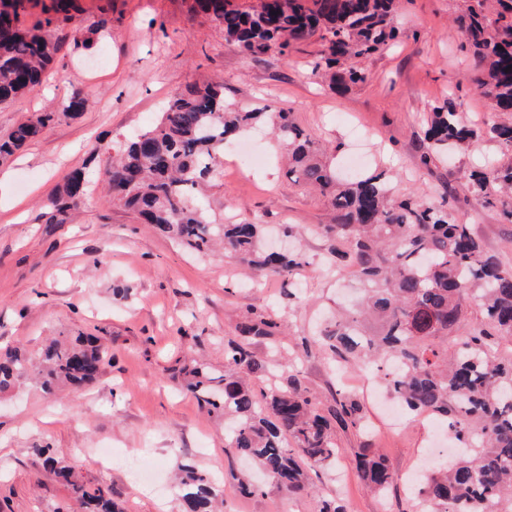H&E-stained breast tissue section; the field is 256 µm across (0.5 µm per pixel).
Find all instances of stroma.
Returning <instances> with one entry per match:
<instances>
[{
  "label": "stroma",
  "mask_w": 512,
  "mask_h": 512,
  "mask_svg": "<svg viewBox=\"0 0 512 512\" xmlns=\"http://www.w3.org/2000/svg\"><path fill=\"white\" fill-rule=\"evenodd\" d=\"M80 3L77 28L58 32L61 49L40 92L0 105V134L41 112L57 114L24 152L0 160V353L16 348L34 359L48 339L84 334L107 346L112 362L77 392L50 395L29 377L0 394V512H73L70 485L45 475L31 453L36 446L111 486L124 512H182L175 474L182 462L223 487V512H318L325 499L346 512H412L405 484L422 467L420 449H436V468L464 452L435 435L428 418L404 415L394 424L364 401L367 429H333L336 456L311 470V492L289 495L257 472L252 481L261 490L252 494L237 489L244 462L226 440L223 414L202 408L177 379L198 361L223 372L225 340L238 336L250 313L265 311L282 333L255 342L271 373L254 387L294 375L322 407L335 392L356 391L342 378L351 363L328 361L318 335L337 310L358 306L362 283L338 280L325 238L304 233L328 222L329 206L288 179L286 147L266 128L246 131L242 139L265 154L264 168L249 174L225 155L204 203L222 224L293 225L280 245L307 264L287 283L248 280L223 251L193 253L112 204L89 152L117 154L159 121L177 90L218 81L225 103L239 111L287 108L338 170L348 171L356 156L358 172L386 171L395 199L448 198L450 220L469 225L485 252L512 263V224L468 183L473 166L510 161L512 152L484 136L453 158L421 161L427 116L444 100L468 126L512 120L493 112L470 80L474 58L453 28L466 0H398L402 42L364 59L366 82L342 92L311 75L319 38L283 56H253L228 46L222 26L191 13L189 0ZM102 18L105 28L94 30ZM77 89L89 100L86 111L62 114ZM75 171L90 182L81 208L65 223H49L50 200ZM365 444L394 476L384 492H371L356 469L355 452ZM97 448L113 450L111 468L86 464Z\"/></svg>",
  "instance_id": "obj_1"
}]
</instances>
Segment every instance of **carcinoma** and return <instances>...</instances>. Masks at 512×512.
Returning <instances> with one entry per match:
<instances>
[{
    "label": "carcinoma",
    "instance_id": "cac0c4a2",
    "mask_svg": "<svg viewBox=\"0 0 512 512\" xmlns=\"http://www.w3.org/2000/svg\"><path fill=\"white\" fill-rule=\"evenodd\" d=\"M30 0H0V104L41 85L55 62L54 33L81 12L78 0H36L43 21L20 26ZM396 0H274L261 7L232 0H193L191 11L223 26L228 45L249 54L284 53L294 41L319 35L320 60L313 73L345 86L363 83L361 59L396 40ZM470 0L455 19L461 47L475 59L471 82L498 112H512V0ZM43 112L0 136V159L39 139L54 122ZM270 121L288 147V178L326 198L333 216L319 226L336 259L358 270L366 283L361 309L323 332L324 345L358 370L368 368L418 416L448 421L470 456L435 472L418 490L423 512H505L512 505V359L498 351V336L512 337V268L487 255L467 224L448 220V208L415 198H390L383 171L341 178L324 162L287 109L237 112L224 103L217 84L189 85L176 93L159 123L107 158L110 198L201 253L218 242L224 253L250 268L284 281L303 265L298 253L262 249L266 227L256 223L213 224L199 204L203 181L224 155V142L250 125ZM487 133L512 151V124L492 123ZM431 150H463L478 132L460 123L452 103L431 113L425 134ZM471 193L500 208L512 223V164L470 174ZM84 196L82 173H72L51 199L49 220L77 210ZM478 302L481 318L464 325L465 300ZM278 323L252 314L238 339L224 342L228 373L210 374L197 364L185 371L184 387L199 404L236 420L231 447L260 466L290 494L309 488L307 469L336 455L332 424L363 427L362 406L342 394L322 413L291 375L255 392L248 378L267 373L252 341L270 339ZM464 330L453 350L448 334ZM111 357L91 336L69 345L50 342L33 364L10 350L0 356V393L16 388L32 369L41 388L79 389L93 382ZM46 473L69 484L82 512H122L112 487L77 479L50 448L31 449ZM363 480L375 491L393 480L384 460L370 448L357 452ZM182 472L183 512H215L224 491L204 482L194 468Z\"/></svg>",
    "mask_w": 512,
    "mask_h": 512
}]
</instances>
